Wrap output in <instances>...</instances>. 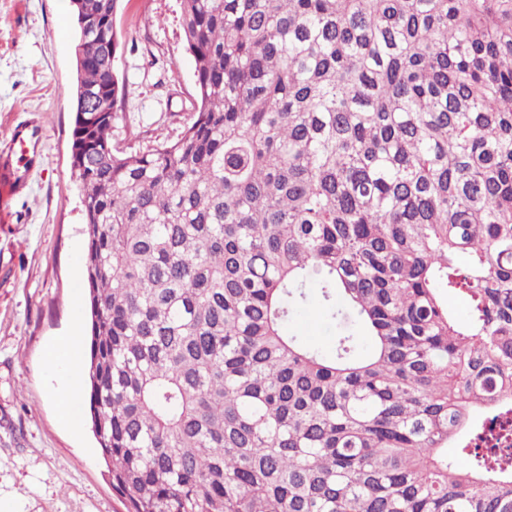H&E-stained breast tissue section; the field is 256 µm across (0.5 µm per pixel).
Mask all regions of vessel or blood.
<instances>
[{"instance_id":"1","label":"vessel or blood","mask_w":512,"mask_h":512,"mask_svg":"<svg viewBox=\"0 0 512 512\" xmlns=\"http://www.w3.org/2000/svg\"><path fill=\"white\" fill-rule=\"evenodd\" d=\"M40 131L31 122H22L10 132L7 152L0 154V198L22 194L27 175L41 158Z\"/></svg>"}]
</instances>
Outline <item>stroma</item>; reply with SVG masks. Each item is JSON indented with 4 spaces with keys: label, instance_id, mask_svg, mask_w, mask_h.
Returning <instances> with one entry per match:
<instances>
[{
    "label": "stroma",
    "instance_id": "obj_1",
    "mask_svg": "<svg viewBox=\"0 0 512 512\" xmlns=\"http://www.w3.org/2000/svg\"><path fill=\"white\" fill-rule=\"evenodd\" d=\"M114 72L124 93L114 146L175 139L190 122L192 60L180 0H121ZM76 22L70 0H0V143L19 122L43 129V161L25 193L0 208V512H127L87 421H61L71 389L49 345L87 327L86 238L71 170ZM287 333L331 351L338 326L317 306Z\"/></svg>",
    "mask_w": 512,
    "mask_h": 512
}]
</instances>
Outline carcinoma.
I'll return each instance as SVG.
<instances>
[{
  "instance_id": "cac0c4a2",
  "label": "carcinoma",
  "mask_w": 512,
  "mask_h": 512,
  "mask_svg": "<svg viewBox=\"0 0 512 512\" xmlns=\"http://www.w3.org/2000/svg\"><path fill=\"white\" fill-rule=\"evenodd\" d=\"M72 5L84 405L129 512H512V428L471 446L512 413V0H181L192 120L129 152L120 0ZM314 276L359 329L329 353L284 331Z\"/></svg>"
}]
</instances>
